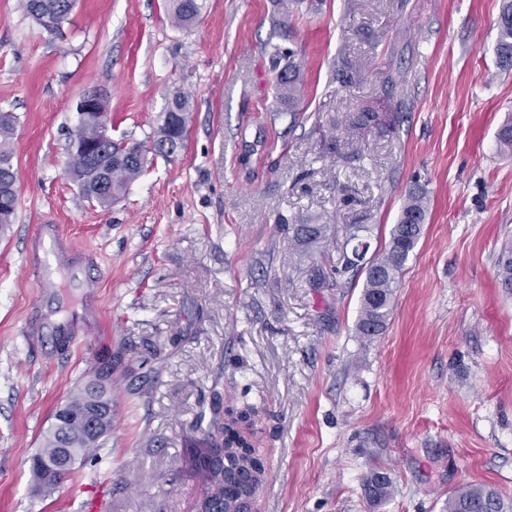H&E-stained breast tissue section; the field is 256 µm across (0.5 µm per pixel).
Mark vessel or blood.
Instances as JSON below:
<instances>
[{
    "label": "vessel or blood",
    "mask_w": 512,
    "mask_h": 512,
    "mask_svg": "<svg viewBox=\"0 0 512 512\" xmlns=\"http://www.w3.org/2000/svg\"><path fill=\"white\" fill-rule=\"evenodd\" d=\"M71 247L51 224L36 226L27 246L28 269L30 275L42 285L44 293H54L56 270H66L69 279L82 284V271L69 259Z\"/></svg>",
    "instance_id": "obj_1"
}]
</instances>
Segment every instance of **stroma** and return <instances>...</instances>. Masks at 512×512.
<instances>
[{"instance_id": "stroma-1", "label": "stroma", "mask_w": 512, "mask_h": 512, "mask_svg": "<svg viewBox=\"0 0 512 512\" xmlns=\"http://www.w3.org/2000/svg\"><path fill=\"white\" fill-rule=\"evenodd\" d=\"M176 27L168 0H76L58 39L0 0V112L16 118V218L0 232V512H188L202 486L187 449L201 412L254 408L267 474L259 512H444L453 490L512 498V71L494 46L501 0H202ZM292 51L306 117L272 107L266 43ZM395 125H353L383 105ZM107 92L116 138L147 140L169 93L192 105L180 153L156 158L110 207L66 173L80 96ZM335 136L336 151L321 140ZM428 198L382 335L355 334L365 278L345 265L354 225L383 250L409 188ZM327 224L295 247L279 216ZM89 251L86 288L43 295L26 239L43 221ZM329 288L312 287L316 273ZM75 324L69 339L31 318ZM111 360L112 432L52 496L30 456L51 414ZM390 500L370 508L371 472ZM363 494L372 505H383L392 496L393 481L387 472L374 471L363 481Z\"/></svg>"}]
</instances>
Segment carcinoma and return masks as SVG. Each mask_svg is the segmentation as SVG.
<instances>
[{
  "label": "carcinoma",
  "mask_w": 512,
  "mask_h": 512,
  "mask_svg": "<svg viewBox=\"0 0 512 512\" xmlns=\"http://www.w3.org/2000/svg\"><path fill=\"white\" fill-rule=\"evenodd\" d=\"M26 14L45 32L55 35L63 28L75 6V0H23ZM198 0H172V22L179 28L192 25L200 14ZM498 37L494 48L497 67L512 71V0H502L497 24ZM265 54L270 70L275 73L276 105H288L291 120L300 119L305 111L302 79L299 66L293 61L283 63L287 54L278 44H267ZM167 108L171 112L157 126L146 141L130 139L111 140L103 149L105 163L112 164L104 187L95 189L101 171L95 169V162L83 158L77 160L78 168L67 170L68 176L86 192H94L95 202L108 207L123 194L128 185L138 177L147 164L156 157L165 159L175 155L185 146L191 104L189 97L180 90L170 94ZM388 115L364 109L355 118L356 126L367 128L384 122ZM15 116L10 112L0 113V227L13 223L17 207L18 179L14 168L12 139ZM425 192L419 188L410 190L401 208L397 224L390 231V239L383 252L366 262V276L363 283L359 314L355 323V335L362 341L370 340L382 333L390 317L397 280L410 255L416 249L426 215ZM278 223L288 228L295 245L304 250L318 247L326 239L325 224L301 221L288 223L279 218ZM497 277L502 287L512 290V248L506 247L499 254ZM56 436L51 431L43 435L41 448L30 459V473L35 486L45 494H51L69 472L60 475L54 483L45 481L38 461L52 453ZM206 475L208 509L223 512L224 500H231L238 494L237 484L224 483L220 473L223 459L216 456L213 445H208L199 460ZM393 481L388 473L374 471L363 481V494L373 505H383L392 496ZM446 512H512V501L504 498L495 488L488 485H463L448 496Z\"/></svg>",
  "instance_id": "carcinoma-1"
}]
</instances>
